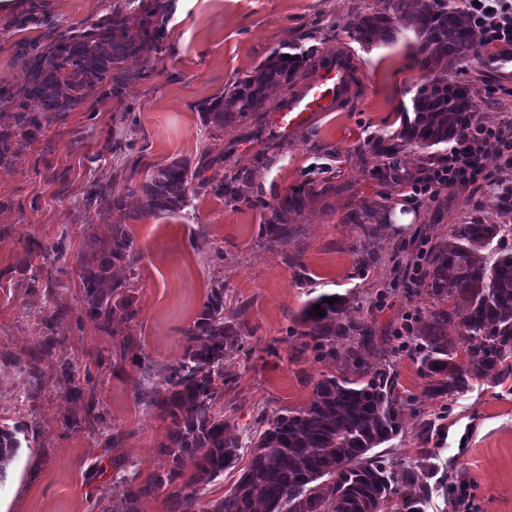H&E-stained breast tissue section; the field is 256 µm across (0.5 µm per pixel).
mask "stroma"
Listing matches in <instances>:
<instances>
[{
    "label": "stroma",
    "mask_w": 512,
    "mask_h": 512,
    "mask_svg": "<svg viewBox=\"0 0 512 512\" xmlns=\"http://www.w3.org/2000/svg\"><path fill=\"white\" fill-rule=\"evenodd\" d=\"M378 0H13L0 10V27L40 17L22 36L46 37L57 28L82 27L112 14L129 39L160 37L158 52L128 58L122 93L87 101L57 114L13 162L0 164V418L29 425V447L18 450L0 479V512H171L172 487L152 480L169 468L164 452L171 422L143 404L144 370L160 378L179 358L184 329L196 318L215 281L227 307L243 308L245 347L224 362L234 380L224 394L231 434L258 412L306 405L320 374L344 368L316 358L292 335L312 295L349 299V320L375 336L364 356L375 369L393 367L403 429L381 446L392 471L415 456L424 420L441 418L431 445L449 488L466 486L477 512H512V380L476 382L455 403L433 396L411 349L407 329L418 328L433 307L421 284L425 255L451 225L473 219L512 224L488 192L474 187L412 197L407 185L377 179L383 159L371 136L393 131L425 76L406 37L365 49L349 35L355 12ZM17 33L0 30V87L13 88L24 72L15 61ZM311 38L320 57H347L351 83L335 111L323 112L296 134L274 132L270 119L210 135L201 105L255 68L279 45ZM456 77L471 84L480 120L512 114V80L501 83L484 65H461ZM134 141L144 165L201 155L223 158L213 175L244 173L246 201L227 203L209 193L185 214L141 213L131 220L137 310L116 318L117 333H101L81 304L80 258L118 214L85 211L95 187L126 194L117 170L123 155L114 140ZM332 178L336 194L309 197L291 214L292 232L273 243L262 234L269 215L249 200L309 189ZM365 207L361 223L351 209ZM411 215L396 224L395 213ZM373 229V259L361 265L365 229ZM95 396L103 426L119 437L105 447L85 420ZM134 483L108 474L114 461ZM142 496L130 500L131 487Z\"/></svg>",
    "instance_id": "35a3bbf8"
}]
</instances>
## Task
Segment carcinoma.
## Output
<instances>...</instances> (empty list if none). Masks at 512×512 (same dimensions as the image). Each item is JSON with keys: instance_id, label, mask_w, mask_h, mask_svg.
<instances>
[{"instance_id": "carcinoma-1", "label": "carcinoma", "mask_w": 512, "mask_h": 512, "mask_svg": "<svg viewBox=\"0 0 512 512\" xmlns=\"http://www.w3.org/2000/svg\"><path fill=\"white\" fill-rule=\"evenodd\" d=\"M351 36L370 49L389 45L398 35L412 34L423 70L432 74L415 84L410 107L403 108L400 127L373 137L369 145L382 158L385 180L413 182L414 174L400 166L397 154L407 145L428 149L454 142L476 121L477 104L472 87L448 78V71L475 55L479 33L464 19L457 0H379L371 12H358L347 23ZM158 51L148 39H126L121 25L106 16L89 27L69 26L51 42L21 40L15 57L25 80L4 93L22 112L15 125L0 127V163L10 144L24 148L36 139L43 122L58 112H69L85 103L92 91L114 95L112 68L128 58ZM322 67L318 48L298 39L274 49L254 70L236 81L227 92L202 107L204 124L215 133L248 121L256 123L267 112L269 91L288 89L295 81ZM40 105V113L27 112L28 102ZM212 162L188 160L148 167L144 182L126 196L112 198L100 189L86 196L84 207L104 206L123 217L148 211L153 214L183 213L195 209L199 193L210 189L229 202L244 198L238 173L216 183L205 177ZM335 189L329 181L321 188L293 191L270 204L258 196L254 204L270 211L264 224L267 239L288 237V213L300 210L306 196ZM512 237L511 224L473 221L453 224L448 240L439 244L428 261L425 286L437 300L424 326L404 337L415 351L427 389L448 402L466 393L473 382L493 373L499 381L512 378ZM98 256L81 266L82 305L108 336L116 335L112 321L116 310L133 317L131 283L114 278L118 262L135 265L130 234L124 223L108 225L98 238ZM321 294L306 301L291 334L307 337L320 355L336 356V345L359 336L344 350V361L353 362L355 378L341 370L321 374L310 401L298 409H284L257 418V427L245 430L250 459L234 488L224 498L200 505L197 484L214 479L239 460L243 442L227 436L224 417V360L241 348L244 323L240 314L225 313L224 282L210 289L197 318L183 335L187 346L169 373L157 384L140 382L142 399L163 408L172 428L166 454L172 467L155 478L159 486L180 485L173 493L175 512H425L434 474L433 450L420 448L402 474V480L386 469L372 450L402 432L395 376L388 369L372 371L361 357V348L373 344L370 329L345 322L348 298L333 304ZM453 308L445 310L442 301ZM325 310L320 317L314 305ZM458 317L459 334L448 335L444 325ZM465 362L458 359L459 351ZM29 427L0 422V477L22 442L19 434ZM195 472L185 475L186 461Z\"/></svg>"}]
</instances>
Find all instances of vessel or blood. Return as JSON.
Returning <instances> with one entry per match:
<instances>
[{"label":"vessel or blood","instance_id":"vessel-or-blood-1","mask_svg":"<svg viewBox=\"0 0 512 512\" xmlns=\"http://www.w3.org/2000/svg\"><path fill=\"white\" fill-rule=\"evenodd\" d=\"M349 84L350 73L344 65L324 69L307 83L302 94L291 98L286 108L274 113L271 120L274 131L290 135L307 126L319 113L334 111Z\"/></svg>","mask_w":512,"mask_h":512}]
</instances>
